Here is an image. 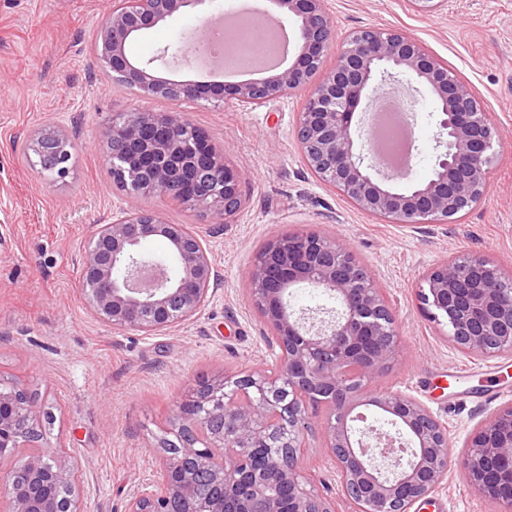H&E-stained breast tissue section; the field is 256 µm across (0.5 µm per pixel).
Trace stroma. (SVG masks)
Here are the masks:
<instances>
[{"label":"stroma","instance_id":"stroma-1","mask_svg":"<svg viewBox=\"0 0 512 512\" xmlns=\"http://www.w3.org/2000/svg\"><path fill=\"white\" fill-rule=\"evenodd\" d=\"M207 0L132 41L137 61L174 45L201 17L224 12ZM337 38L362 28L399 29L446 62L478 95L500 141L487 192L450 224H388L356 208L307 169L295 136L298 96L250 109L228 100L142 97L112 78L95 52L112 0H0V383L35 394L52 416L40 447L77 462L82 512H124L130 493L157 478L159 441L178 403L200 382L271 368L268 331L246 284L271 236L315 229L352 247L392 310L400 353L383 388L424 404L448 432L455 458L476 426L512 405V355L474 358L422 303L424 273L480 251L512 275V0H326ZM414 104L410 174L426 179L436 156V105L402 81ZM177 112L204 130L241 174L245 203L231 223L155 198L146 208L199 236L220 284L192 318L154 335L118 331L80 292L93 225L111 222L130 200L112 181L101 128L134 109ZM66 127L75 144L68 175L47 179L33 135ZM302 465L336 512H352L321 430L306 435ZM411 512H500L452 469Z\"/></svg>","mask_w":512,"mask_h":512}]
</instances>
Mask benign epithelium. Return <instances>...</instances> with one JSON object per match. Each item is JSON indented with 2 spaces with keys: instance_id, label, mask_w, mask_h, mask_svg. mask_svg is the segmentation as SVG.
I'll use <instances>...</instances> for the list:
<instances>
[{
  "instance_id": "obj_1",
  "label": "benign epithelium",
  "mask_w": 512,
  "mask_h": 512,
  "mask_svg": "<svg viewBox=\"0 0 512 512\" xmlns=\"http://www.w3.org/2000/svg\"><path fill=\"white\" fill-rule=\"evenodd\" d=\"M207 0H113L99 25L96 50L116 80L150 99L234 100L261 107L304 96L296 138L309 171L360 210L389 224H448L469 213L487 190L496 131L472 87L417 40L397 29L366 28L336 45L325 0H268L272 14L294 23L293 61L241 84L182 81L156 75V62L185 54L207 37L204 20L177 47L146 62L126 53L129 41ZM333 65L313 78L331 49ZM407 77L436 103V160L430 176L401 185L404 175L380 169L381 147L355 119L378 90ZM112 179L132 200L97 224L82 261L81 290L92 312L115 330L153 334L193 317L219 274L188 224H168L143 208L145 197L169 199L229 224L243 205L240 173L208 136L179 113L138 109L102 130ZM74 147L63 128L35 135V154L50 176L69 173ZM156 237L169 245L167 265L140 252ZM425 304L446 319L448 335L476 357L512 354V290L480 252L448 259L425 275ZM313 288L334 303L294 309L291 289ZM248 291L278 350V368L203 382L177 406L181 447L162 449L160 480L134 493L125 512H335L314 490L300 462L305 434L318 423L342 489L356 512H410L447 478L448 433L416 399L370 388L399 346L393 315L351 247L308 230L269 238L248 279ZM326 397L320 414L316 396ZM383 413L390 429L368 440L359 408ZM41 408L16 388L0 387V504L5 512H80L76 467L46 451L26 452ZM479 457H463L464 474L493 497L512 486V406L474 430Z\"/></svg>"
}]
</instances>
